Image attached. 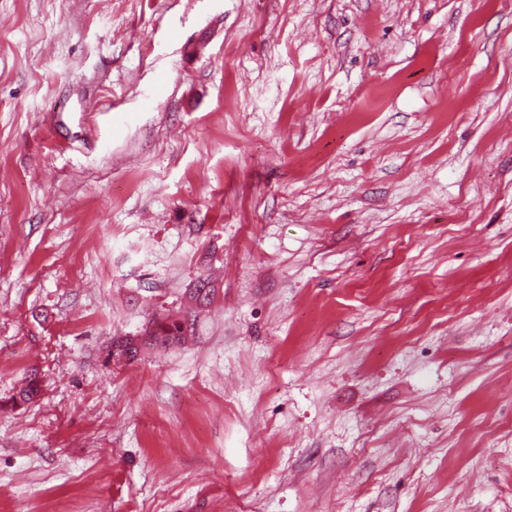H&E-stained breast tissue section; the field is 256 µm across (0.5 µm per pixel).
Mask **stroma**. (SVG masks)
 Masks as SVG:
<instances>
[{"instance_id":"obj_1","label":"stroma","mask_w":512,"mask_h":512,"mask_svg":"<svg viewBox=\"0 0 512 512\" xmlns=\"http://www.w3.org/2000/svg\"><path fill=\"white\" fill-rule=\"evenodd\" d=\"M0 512H512V0H0ZM187 317L173 318L171 315H166L161 319H152L149 321V326L144 330L142 336H128L118 338L116 342L112 341V349L109 351L110 355L121 358L123 354L132 356L133 359L147 349L154 348H167L174 345L184 344L193 332L192 320L189 319L186 323Z\"/></svg>"}]
</instances>
